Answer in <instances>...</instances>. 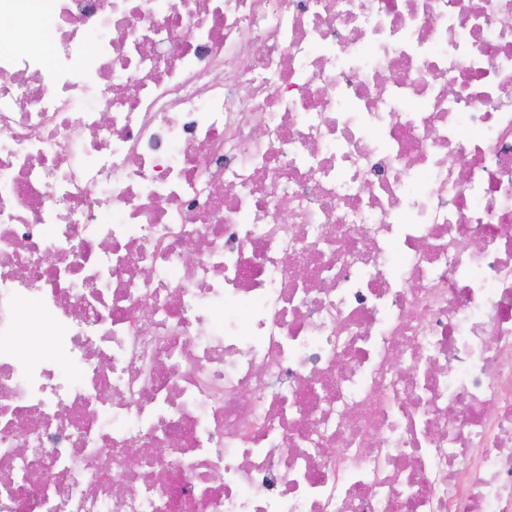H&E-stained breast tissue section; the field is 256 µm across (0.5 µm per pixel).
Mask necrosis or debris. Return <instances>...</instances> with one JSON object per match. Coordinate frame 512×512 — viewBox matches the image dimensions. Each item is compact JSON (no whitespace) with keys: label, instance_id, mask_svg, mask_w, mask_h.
I'll return each mask as SVG.
<instances>
[{"label":"necrosis or debris","instance_id":"1","mask_svg":"<svg viewBox=\"0 0 512 512\" xmlns=\"http://www.w3.org/2000/svg\"><path fill=\"white\" fill-rule=\"evenodd\" d=\"M0 512H512V0H0Z\"/></svg>","mask_w":512,"mask_h":512}]
</instances>
